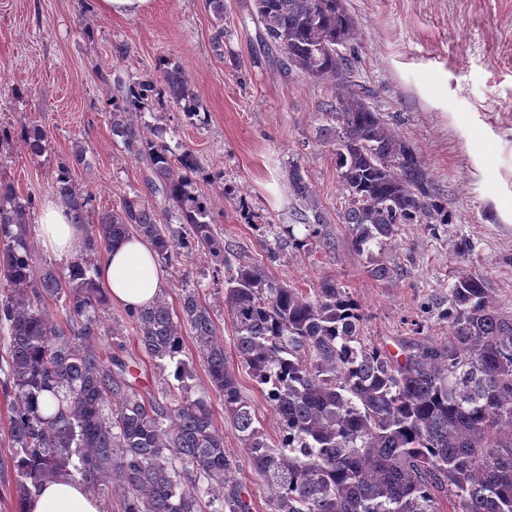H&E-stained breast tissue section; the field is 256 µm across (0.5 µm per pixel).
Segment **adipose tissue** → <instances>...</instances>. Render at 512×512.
<instances>
[{
    "instance_id": "adipose-tissue-1",
    "label": "adipose tissue",
    "mask_w": 512,
    "mask_h": 512,
    "mask_svg": "<svg viewBox=\"0 0 512 512\" xmlns=\"http://www.w3.org/2000/svg\"><path fill=\"white\" fill-rule=\"evenodd\" d=\"M39 234L44 247L59 256L76 253L83 238L80 226L72 224L65 209L45 204L38 213ZM97 281L114 302L138 311L159 296L164 273L154 248L132 236L110 250L99 264ZM21 512H103L101 502L88 495L72 477L61 474L27 496Z\"/></svg>"
}]
</instances>
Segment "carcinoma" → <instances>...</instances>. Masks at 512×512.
<instances>
[{
	"instance_id": "obj_1",
	"label": "carcinoma",
	"mask_w": 512,
	"mask_h": 512,
	"mask_svg": "<svg viewBox=\"0 0 512 512\" xmlns=\"http://www.w3.org/2000/svg\"><path fill=\"white\" fill-rule=\"evenodd\" d=\"M255 7L263 47L288 69L336 88L341 219L353 226L356 250L383 246L400 224L451 223L413 146L350 80L336 50L357 36L345 0H255ZM165 95L189 114L199 109L169 60L157 79L132 87L116 81L112 136L147 163L155 175L147 189L176 204L181 229L171 227L170 210L139 193L89 223L92 194L65 167L53 194L72 223L87 225L88 255L135 233L166 261L187 248L229 268L231 253L207 202L189 190L200 169L196 155L188 150L172 163L168 147L132 119ZM23 138L31 154L46 151L40 128H25ZM289 184L320 223L299 170ZM32 205L0 183V329H7L15 390L8 439L18 499L65 472L88 491L117 495L119 512H203L196 486H188L197 473L207 481V506L218 504L214 512H251L206 396L163 403L112 377L93 341L107 304L95 264L81 257L66 272L34 269ZM49 300L62 302L65 320L75 324L70 333L50 319ZM224 304L237 354L279 421L275 445L256 426L251 401L227 369L217 325L194 290L184 289L177 311L161 296L130 317L155 360L175 359L190 331L271 512H442L444 499L456 512H512V314L492 304L482 278L458 275L439 299L448 336H427L401 358L362 341V310L332 280L305 293L244 262L225 277ZM44 392L59 402L49 416L36 406Z\"/></svg>"
}]
</instances>
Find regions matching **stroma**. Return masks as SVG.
<instances>
[{"mask_svg":"<svg viewBox=\"0 0 512 512\" xmlns=\"http://www.w3.org/2000/svg\"><path fill=\"white\" fill-rule=\"evenodd\" d=\"M358 36L340 46L367 102L410 142L436 194L447 202L448 224H402L383 248L358 253L351 225L338 212L343 195L330 109L336 91L326 82L284 71L266 53L251 19L255 0H224V52L216 54L215 15L207 0H151L130 17L98 10L95 0H0V179L11 180L35 206L52 200L62 165L93 197L92 215L119 209L145 192L146 166L115 142L109 98L114 81L155 78L159 63L182 66L198 97V113L150 103L138 121L159 131L172 155L190 150L201 170L190 190L211 201V222L243 259L263 262L268 275L291 288L313 290L331 279L356 299L367 345L401 354L404 345L443 338L445 322L420 305L447 295L464 272L482 277L491 301L512 313V0H346ZM126 56H118V46ZM43 130L46 151L31 155L20 136ZM83 149L84 164L73 162ZM299 169L324 223L304 226L289 185ZM383 263L386 280L370 270ZM162 292L178 304L194 289L224 340L227 367L254 404L269 442L280 439L275 414L237 352L224 305L223 266L190 252L163 266ZM95 341L103 358L119 357L139 375L141 393L157 399L208 395L224 449L253 512H270L229 418L210 390L206 364L192 336L182 359L191 378L178 381L172 362L151 360L120 305L109 304ZM14 397L0 370V512H18L7 437Z\"/></svg>","mask_w":512,"mask_h":512,"instance_id":"1","label":"stroma"}]
</instances>
